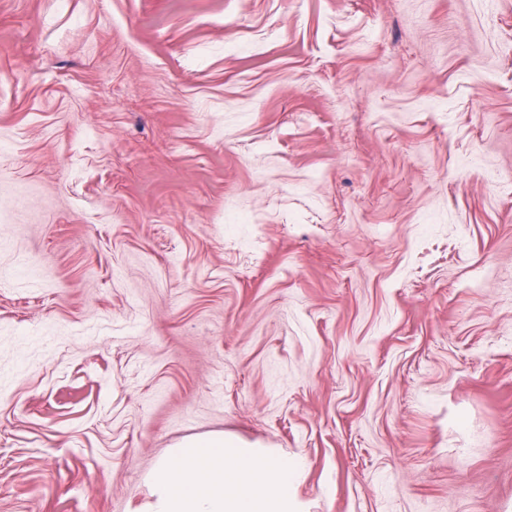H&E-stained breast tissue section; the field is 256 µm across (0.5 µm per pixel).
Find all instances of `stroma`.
<instances>
[{
	"label": "stroma",
	"instance_id": "35a3bbf8",
	"mask_svg": "<svg viewBox=\"0 0 512 512\" xmlns=\"http://www.w3.org/2000/svg\"><path fill=\"white\" fill-rule=\"evenodd\" d=\"M205 435L512 512V0H0V512Z\"/></svg>",
	"mask_w": 512,
	"mask_h": 512
}]
</instances>
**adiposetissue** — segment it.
Segmentation results:
<instances>
[{"label":"adipose tissue","instance_id":"adipose-tissue-1","mask_svg":"<svg viewBox=\"0 0 512 512\" xmlns=\"http://www.w3.org/2000/svg\"><path fill=\"white\" fill-rule=\"evenodd\" d=\"M296 462L221 437L171 449L148 477L142 512H300Z\"/></svg>","mask_w":512,"mask_h":512}]
</instances>
